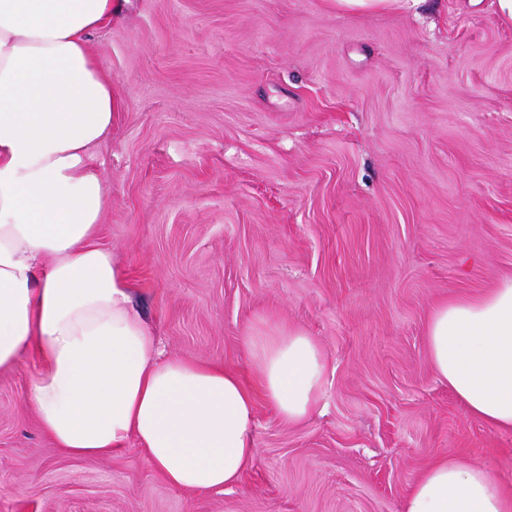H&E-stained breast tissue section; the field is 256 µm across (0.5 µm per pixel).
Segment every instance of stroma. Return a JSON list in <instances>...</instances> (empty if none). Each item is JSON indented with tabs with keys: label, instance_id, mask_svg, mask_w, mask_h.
<instances>
[{
	"label": "stroma",
	"instance_id": "stroma-1",
	"mask_svg": "<svg viewBox=\"0 0 512 512\" xmlns=\"http://www.w3.org/2000/svg\"><path fill=\"white\" fill-rule=\"evenodd\" d=\"M96 150L111 249L166 355L253 382L244 339L298 326L327 360L297 425L256 400L239 484L168 485L132 448L78 459L0 372V512H403L444 452L512 490V431L433 371L443 300L512 277V22L498 0H120Z\"/></svg>",
	"mask_w": 512,
	"mask_h": 512
}]
</instances>
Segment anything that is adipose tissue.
I'll return each mask as SVG.
<instances>
[{
  "label": "adipose tissue",
  "instance_id": "adipose-tissue-1",
  "mask_svg": "<svg viewBox=\"0 0 512 512\" xmlns=\"http://www.w3.org/2000/svg\"><path fill=\"white\" fill-rule=\"evenodd\" d=\"M117 0H0V371L40 366L25 402L57 448L102 458L136 442L169 484L239 482L258 455L255 393L310 417L327 360L299 328L246 337L257 387L223 366L164 356L112 251L99 244L96 148L112 131V78L88 49ZM429 360L466 412L512 431V278L441 302ZM404 512H512L492 472L441 455Z\"/></svg>",
  "mask_w": 512,
  "mask_h": 512
}]
</instances>
